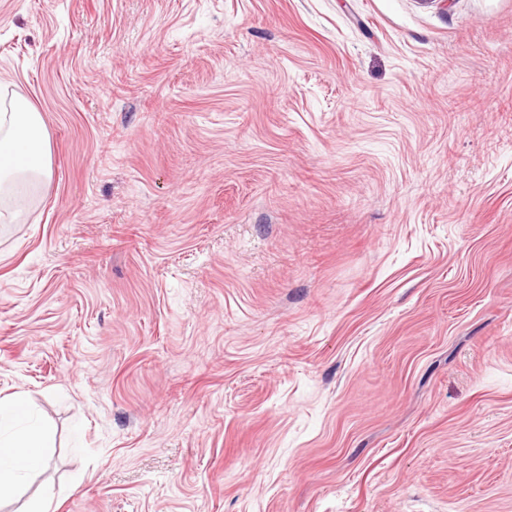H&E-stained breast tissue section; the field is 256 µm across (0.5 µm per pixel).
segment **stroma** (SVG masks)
Here are the masks:
<instances>
[{
	"mask_svg": "<svg viewBox=\"0 0 512 512\" xmlns=\"http://www.w3.org/2000/svg\"><path fill=\"white\" fill-rule=\"evenodd\" d=\"M15 97L0 512H512V0H0ZM0 206H19L34 184L50 177L48 143L40 113L16 97L0 110ZM21 203H16L20 199ZM51 437V428L34 418L26 393L0 399V502L43 466Z\"/></svg>",
	"mask_w": 512,
	"mask_h": 512,
	"instance_id": "stroma-1",
	"label": "stroma"
}]
</instances>
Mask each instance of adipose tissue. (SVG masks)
Masks as SVG:
<instances>
[{"instance_id":"ef3b65f1","label":"adipose tissue","mask_w":512,"mask_h":512,"mask_svg":"<svg viewBox=\"0 0 512 512\" xmlns=\"http://www.w3.org/2000/svg\"><path fill=\"white\" fill-rule=\"evenodd\" d=\"M50 175L41 116L21 97L0 113V206L15 205ZM50 427L35 419L27 395L0 399V501L13 497L45 462Z\"/></svg>"}]
</instances>
